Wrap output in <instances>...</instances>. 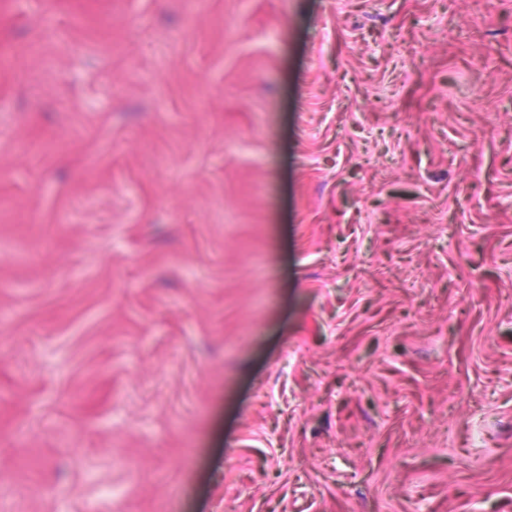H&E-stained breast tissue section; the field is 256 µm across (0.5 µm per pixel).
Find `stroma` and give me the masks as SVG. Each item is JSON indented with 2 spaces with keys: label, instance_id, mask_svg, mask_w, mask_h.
<instances>
[{
  "label": "stroma",
  "instance_id": "obj_1",
  "mask_svg": "<svg viewBox=\"0 0 512 512\" xmlns=\"http://www.w3.org/2000/svg\"><path fill=\"white\" fill-rule=\"evenodd\" d=\"M0 512H512V0H0Z\"/></svg>",
  "mask_w": 512,
  "mask_h": 512
}]
</instances>
